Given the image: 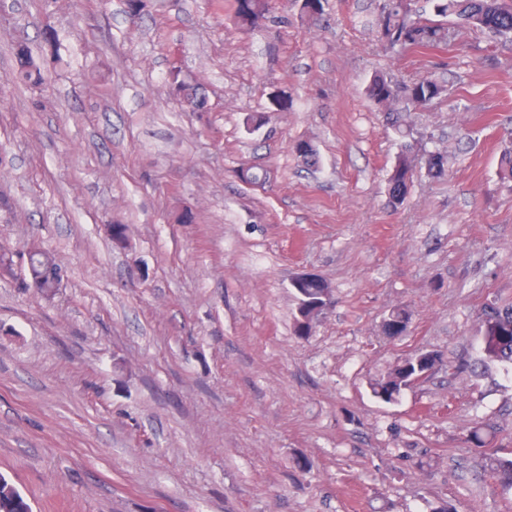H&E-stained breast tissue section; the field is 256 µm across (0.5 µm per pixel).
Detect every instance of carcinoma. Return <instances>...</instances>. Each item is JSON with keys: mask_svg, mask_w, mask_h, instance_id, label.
I'll use <instances>...</instances> for the list:
<instances>
[{"mask_svg": "<svg viewBox=\"0 0 512 512\" xmlns=\"http://www.w3.org/2000/svg\"><path fill=\"white\" fill-rule=\"evenodd\" d=\"M233 15L243 30L254 29L266 22L275 21L271 0H233ZM436 18L419 15L413 8V0H379L378 38L394 53L410 50H429L448 46L452 38L448 18H456L472 29L486 31L495 37L512 42V0H434ZM44 57H35L24 45L18 53V69L15 78L24 83H43ZM444 86L432 78H422L409 84H397L383 74H377L366 88L368 98L384 112H392L391 106L402 101L407 109L425 108L441 97ZM294 152L308 163H316L317 149L312 141L299 139L293 143ZM424 165L425 173L432 179H441L448 172V154L436 149L419 156L409 149L396 157L389 175L390 202L397 207L408 195L418 165ZM27 274L44 295L55 293L60 283L61 267L46 252L38 249L28 252ZM331 292L324 280L309 281L296 290L297 311L313 306L322 293ZM482 314L494 320L488 335L501 346L495 360L512 365V302L497 300L487 302ZM411 312L406 307L393 309L384 319L382 332L393 339L406 330ZM427 360L412 355L400 360L383 378L372 385L374 397L384 403H393L390 387L409 380L417 371L425 369ZM485 470L504 487L512 488V449L495 448L486 458ZM0 512H30V507L20 492L0 478Z\"/></svg>", "mask_w": 512, "mask_h": 512, "instance_id": "1", "label": "carcinoma"}]
</instances>
